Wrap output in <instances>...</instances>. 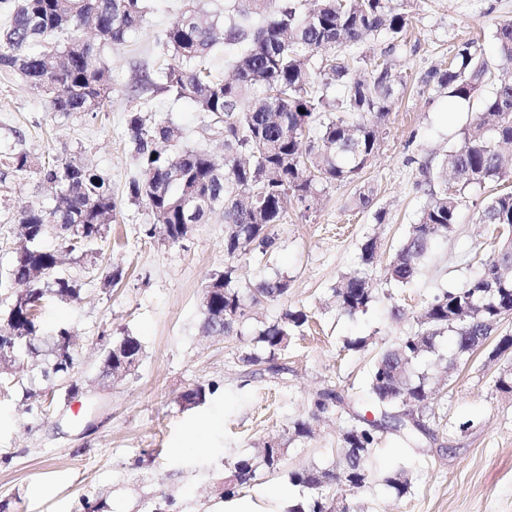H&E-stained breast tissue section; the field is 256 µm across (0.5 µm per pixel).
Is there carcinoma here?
Masks as SVG:
<instances>
[{"label":"carcinoma","mask_w":512,"mask_h":512,"mask_svg":"<svg viewBox=\"0 0 512 512\" xmlns=\"http://www.w3.org/2000/svg\"><path fill=\"white\" fill-rule=\"evenodd\" d=\"M7 4L9 24L0 29V70L19 72L28 83L43 82V94L53 112L96 113L107 98L106 65L93 44L77 37L93 25L95 41L119 45L140 28L146 15L144 0H0ZM405 13L392 0H242L236 17L221 24L191 5L172 22L166 43L177 64L159 72L164 88L175 99L186 100L212 117L224 135V165H217L201 150L171 151L174 128L165 121L148 122L141 111H130L128 127L139 161L140 177L128 184L130 199L142 202L173 236H183L181 226L205 224L213 209L198 211L189 220L181 211V197L197 193L220 200L224 218V253L236 257L250 246L272 247L270 227L280 224L293 203L310 208L320 182L350 181L360 174L378 149L384 121L405 87L396 59L404 50ZM387 38L380 55L373 57L364 79L351 80L349 62L332 50L352 47L368 37ZM56 38L61 49L32 53L29 46ZM496 62L484 57L475 42L455 48L445 69H435L423 79L433 89L467 103L476 102V117L463 140L441 161L437 178L444 187L428 190V201L418 222L411 225L389 264L390 279L406 284L419 270L422 257L437 238L448 235L457 221L461 192L512 179L499 146L512 144V23L497 27ZM233 52V76L213 73L209 53L218 46ZM493 91L477 97L484 84ZM348 88L336 98V86ZM30 154L4 155L3 166L14 172L33 167ZM43 181L61 193L60 204L22 211L20 227L26 241L19 243L8 270L13 292L7 321L8 334H0V347L14 356L40 353L42 332L36 311L43 298L66 294L78 298L77 286L59 275L60 250L81 256L101 251L115 204L112 185L99 171L72 161L40 166ZM483 224L504 230L506 238L497 254L483 264L480 274L462 286L437 294L416 316L418 329L390 349L379 352L370 373L367 395L387 417L414 408L415 418L391 429L414 449L427 435L419 410L429 400L427 377L414 374L415 362L433 350L436 338L453 334L457 352L471 354L480 343L475 336L496 333L504 314L512 310V192L489 199L479 214ZM51 224L62 225L58 246L45 244ZM230 268L213 275L210 303L203 307L202 330L215 329L224 336L241 335L248 304L275 300L288 292L282 278L262 281L251 288L236 285ZM334 293L339 308L348 315L365 311L373 299L366 277H347ZM308 322L303 310H285L279 320L264 326L254 338L259 350L242 358L248 366L266 365L280 372L277 360L290 337ZM71 332L61 328L48 345L44 376H67L74 368L69 345ZM215 392L199 383L183 396L198 406ZM346 406L354 423L342 435L349 471L315 467L293 470L289 482L308 496L288 504L285 512H334L331 489H360L372 479L376 447L386 427L361 415V400L348 402L325 391L314 403L311 417ZM284 449L265 445L256 457H243L225 465L224 497L235 495L248 483L257 466L281 470ZM385 485L396 496L408 492L405 469L389 468Z\"/></svg>","instance_id":"carcinoma-1"}]
</instances>
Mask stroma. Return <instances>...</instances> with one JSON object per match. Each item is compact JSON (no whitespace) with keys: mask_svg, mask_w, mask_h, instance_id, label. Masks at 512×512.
<instances>
[{"mask_svg":"<svg viewBox=\"0 0 512 512\" xmlns=\"http://www.w3.org/2000/svg\"><path fill=\"white\" fill-rule=\"evenodd\" d=\"M185 2L148 0L140 29L122 45L99 46L110 93L96 115L51 111L20 74L0 72V152H27L36 166L52 159L92 164L111 182L116 203L100 254L62 267L78 282V298L46 297L39 312L46 334L64 326L76 338L70 377L43 378V355L22 356L0 374V512H84L87 500L102 503L101 512H213L223 498L225 461L256 456L271 439L287 450L285 470L258 469L237 495L252 498L260 512H281L303 496L289 471L336 468L350 424L340 412L327 413L302 438L295 421L308 418L328 389L364 399L366 417H379L365 400L376 354L414 333L417 313L436 294L477 276L501 240L498 229L478 218L481 202L500 190L492 182L466 191L458 223L432 243L412 282L387 277L427 201L423 165L438 164L473 118L422 79L471 37L493 52L496 28L512 22V0H394L408 17L407 45L397 58L406 89L385 120L379 149L354 181L321 187L311 208L289 206L272 227L275 249L252 247L228 258L218 215L182 242L165 240L147 206L126 194L140 173L129 112L138 108L147 121L170 122L178 149L224 152V137L207 114L149 82L173 61L162 39ZM367 188L371 207H356ZM53 204L54 192L36 167L0 175V274L13 260L21 210ZM379 209L386 213L380 224ZM371 237L378 249L368 266L361 247ZM227 265L240 287L282 276L288 292L250 306L241 335L206 337L203 294ZM111 266L123 271L115 285L105 279ZM352 274L369 278L374 298L366 312L350 316L337 307L334 290ZM287 309L304 310L309 323L290 339L285 371L247 374L242 358L251 337ZM127 334L142 342L139 362L122 380L101 379L104 349ZM357 338L365 347L347 348ZM453 349L443 336L416 367L431 389L424 411L430 436L411 449L386 433L376 451L379 469L404 466L408 493L395 497L373 478L348 493L352 512H512V392L495 387L512 373V355L483 350L453 366ZM211 381L219 390L205 404H182L186 390Z\"/></svg>","mask_w":512,"mask_h":512,"instance_id":"1","label":"stroma"}]
</instances>
